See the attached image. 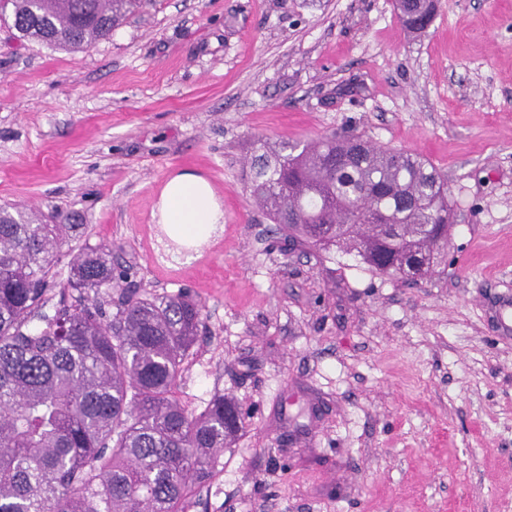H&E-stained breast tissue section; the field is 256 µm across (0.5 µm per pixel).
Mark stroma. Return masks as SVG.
Returning a JSON list of instances; mask_svg holds the SVG:
<instances>
[{
    "mask_svg": "<svg viewBox=\"0 0 512 512\" xmlns=\"http://www.w3.org/2000/svg\"><path fill=\"white\" fill-rule=\"evenodd\" d=\"M352 130L414 150L451 236L414 281L281 240L250 156ZM189 170L224 222L184 262L153 215ZM62 213L138 288L204 305L176 395L245 428L188 512H512V0H149L86 51L0 21V206ZM401 1L399 20L409 34H421L431 25L436 10L435 0H398Z\"/></svg>",
    "mask_w": 512,
    "mask_h": 512,
    "instance_id": "35a3bbf8",
    "label": "stroma"
}]
</instances>
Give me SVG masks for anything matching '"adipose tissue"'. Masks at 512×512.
Listing matches in <instances>:
<instances>
[{
	"label": "adipose tissue",
	"mask_w": 512,
	"mask_h": 512,
	"mask_svg": "<svg viewBox=\"0 0 512 512\" xmlns=\"http://www.w3.org/2000/svg\"><path fill=\"white\" fill-rule=\"evenodd\" d=\"M158 223L167 236L184 247L207 239L224 212L213 185L202 175L182 171L167 180L156 206Z\"/></svg>",
	"instance_id": "obj_1"
}]
</instances>
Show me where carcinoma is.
Here are the masks:
<instances>
[{"label":"carcinoma","mask_w":512,"mask_h":512,"mask_svg":"<svg viewBox=\"0 0 512 512\" xmlns=\"http://www.w3.org/2000/svg\"><path fill=\"white\" fill-rule=\"evenodd\" d=\"M147 0H0L19 40L83 51ZM435 0H401L409 34ZM251 164V194L290 246L337 249L385 274L432 273L448 246V182L423 155L347 131L271 148ZM85 227L0 207V512H187L195 483L243 421L216 398L199 413L175 388L203 325L187 295L121 288L112 251ZM67 251H62V248ZM60 300L46 310L55 267Z\"/></svg>","instance_id":"cac0c4a2"}]
</instances>
